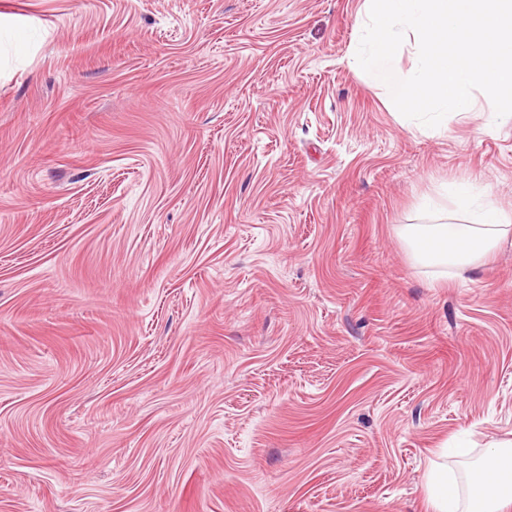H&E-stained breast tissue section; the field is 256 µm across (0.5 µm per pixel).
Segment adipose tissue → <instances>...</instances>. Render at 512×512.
<instances>
[{
	"label": "adipose tissue",
	"mask_w": 512,
	"mask_h": 512,
	"mask_svg": "<svg viewBox=\"0 0 512 512\" xmlns=\"http://www.w3.org/2000/svg\"><path fill=\"white\" fill-rule=\"evenodd\" d=\"M472 179L459 180L454 203L467 224H407L402 237L424 267L474 269L512 234V215L487 193H472ZM431 512H512V440L491 443L478 468L457 480L447 464H432L425 480Z\"/></svg>",
	"instance_id": "obj_1"
}]
</instances>
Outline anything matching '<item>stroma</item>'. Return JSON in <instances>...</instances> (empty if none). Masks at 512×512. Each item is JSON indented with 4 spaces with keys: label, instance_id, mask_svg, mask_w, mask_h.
<instances>
[{
    "label": "stroma",
    "instance_id": "obj_1",
    "mask_svg": "<svg viewBox=\"0 0 512 512\" xmlns=\"http://www.w3.org/2000/svg\"><path fill=\"white\" fill-rule=\"evenodd\" d=\"M361 0H0V512H429L512 435V119L395 115ZM471 178L455 184L456 213L472 216L469 224H405L402 237L423 267L476 269L512 233V217L486 192L473 194Z\"/></svg>",
    "mask_w": 512,
    "mask_h": 512
}]
</instances>
